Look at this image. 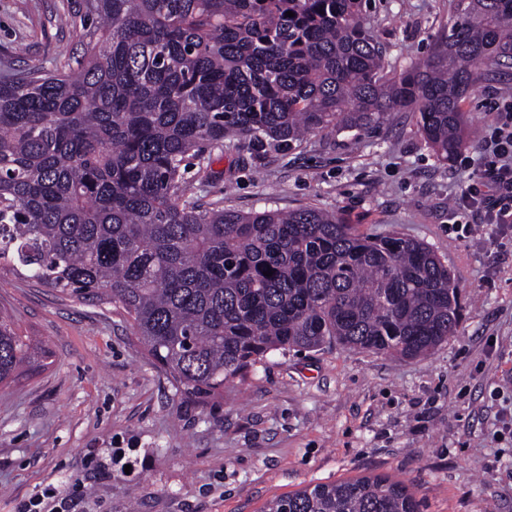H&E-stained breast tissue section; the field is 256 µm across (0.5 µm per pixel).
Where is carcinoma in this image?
<instances>
[{
    "instance_id": "carcinoma-1",
    "label": "carcinoma",
    "mask_w": 512,
    "mask_h": 512,
    "mask_svg": "<svg viewBox=\"0 0 512 512\" xmlns=\"http://www.w3.org/2000/svg\"><path fill=\"white\" fill-rule=\"evenodd\" d=\"M367 0H83L75 65L0 77V273L121 311L176 388L209 396L270 351L344 347L416 358L460 312L448 266L399 233L334 212L202 210L184 177L235 136L289 147L413 112L443 160L466 140L462 96L512 60V0H452L455 21L405 70ZM291 11L295 16L288 17ZM271 271L267 277L264 272ZM36 349L0 315V384ZM262 512H420L401 480L355 477Z\"/></svg>"
}]
</instances>
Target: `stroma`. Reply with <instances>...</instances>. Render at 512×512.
<instances>
[{"instance_id":"stroma-1","label":"stroma","mask_w":512,"mask_h":512,"mask_svg":"<svg viewBox=\"0 0 512 512\" xmlns=\"http://www.w3.org/2000/svg\"><path fill=\"white\" fill-rule=\"evenodd\" d=\"M79 0H0V65L60 68L84 45L57 17ZM389 62L426 57L454 18L449 0H372ZM512 67L485 68L461 101L474 138L441 160L417 118L309 135L288 148L234 140L214 178L188 171L197 204L239 213L317 208L357 233L429 246L460 293L452 338L397 358L331 344L258 360L223 392L194 398L119 311L23 276L0 279V312L46 357L0 388V512L45 489L67 512H261L275 497L356 476L403 481L421 512H512V234L456 221L494 99Z\"/></svg>"}]
</instances>
